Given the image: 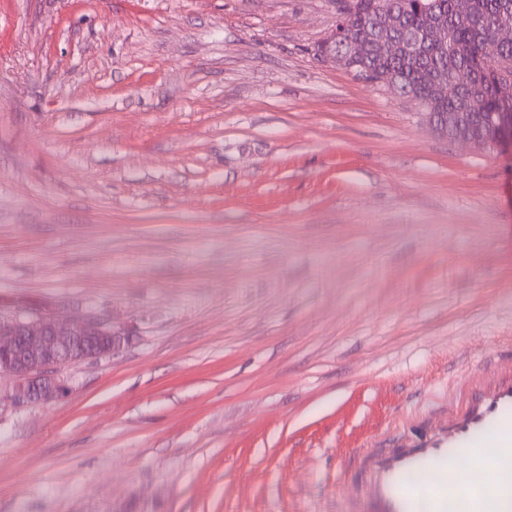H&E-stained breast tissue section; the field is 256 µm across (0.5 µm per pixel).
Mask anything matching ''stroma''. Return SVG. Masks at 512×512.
<instances>
[{
	"label": "stroma",
	"mask_w": 512,
	"mask_h": 512,
	"mask_svg": "<svg viewBox=\"0 0 512 512\" xmlns=\"http://www.w3.org/2000/svg\"><path fill=\"white\" fill-rule=\"evenodd\" d=\"M339 0H0V314L134 325L0 405V512H344L512 361V153L315 49Z\"/></svg>",
	"instance_id": "stroma-1"
}]
</instances>
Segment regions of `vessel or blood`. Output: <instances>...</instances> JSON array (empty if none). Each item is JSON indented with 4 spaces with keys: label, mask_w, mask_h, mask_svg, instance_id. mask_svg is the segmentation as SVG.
<instances>
[{
    "label": "vessel or blood",
    "mask_w": 512,
    "mask_h": 512,
    "mask_svg": "<svg viewBox=\"0 0 512 512\" xmlns=\"http://www.w3.org/2000/svg\"><path fill=\"white\" fill-rule=\"evenodd\" d=\"M437 431L355 451L352 512H512V366L476 371Z\"/></svg>",
    "instance_id": "1"
}]
</instances>
